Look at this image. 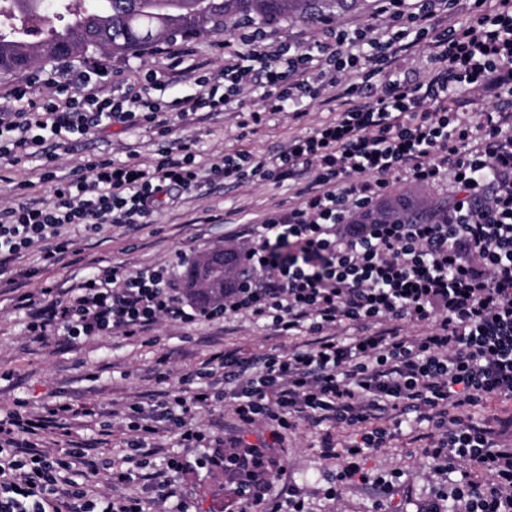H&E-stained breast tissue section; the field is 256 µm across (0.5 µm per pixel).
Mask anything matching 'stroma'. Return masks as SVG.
Wrapping results in <instances>:
<instances>
[{
  "label": "stroma",
  "mask_w": 512,
  "mask_h": 512,
  "mask_svg": "<svg viewBox=\"0 0 512 512\" xmlns=\"http://www.w3.org/2000/svg\"><path fill=\"white\" fill-rule=\"evenodd\" d=\"M96 58L107 67L104 83L108 86L134 80L140 70L161 71L169 65L164 55L154 52L140 58L100 52ZM344 107L341 99L327 104L312 101L303 118L295 120L285 112L271 115L256 131L246 134L232 112L202 116L187 124L174 119L170 136L195 140L197 150L205 157L239 150L265 153L309 128L335 121ZM162 142V137L145 129L127 130L114 125L102 132L95 130L81 137L77 151L59 157L57 173L70 175L87 159L133 158L147 164ZM40 173L34 159L8 167L7 181H0V207L31 196L51 198L52 188L40 182ZM295 200L294 188L285 183L220 186L178 206L161 207L153 223L141 228L108 226L97 234L72 230V254L63 263L50 265L38 252H29L20 266L34 269V276L12 280L0 277V411L21 404L27 412L39 413L59 401L79 411L97 409L104 421L111 423V436L87 427L85 417L79 414L70 422V436L56 432L49 442L52 450L58 451L65 448L67 439L81 441L89 449L97 489L109 491L112 461L123 455L127 438L122 414L129 404L157 390L158 373L169 372L168 384L174 388L183 372L200 368L216 352L234 350L245 356L283 352L299 344L300 339L279 335L263 322L243 317L195 324L163 320L151 331L134 337L111 334L70 343L51 336L37 341L24 330L18 296L46 285L70 287L83 280L91 267L131 272L153 264L190 262L218 246L240 249L246 218ZM385 424L397 426L398 434L368 457V481L339 486L335 480L344 461L322 455L320 430L313 424L299 423L275 440L265 424L241 425L226 403L214 404L202 417L210 446L263 449L273 462L266 498L274 500L288 488H297L305 500V512H387L389 504L380 481L393 476L398 479V498L402 501L419 503L450 494L454 484L448 474L437 471L424 454L430 443V425L418 421L415 413L399 410L391 412ZM223 480L222 472L216 469L190 468L177 476L181 494L191 503V512H224V496L219 491ZM333 485L339 488L334 500L327 496Z\"/></svg>",
  "instance_id": "obj_1"
}]
</instances>
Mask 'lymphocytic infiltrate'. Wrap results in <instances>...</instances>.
<instances>
[{
  "mask_svg": "<svg viewBox=\"0 0 512 512\" xmlns=\"http://www.w3.org/2000/svg\"><path fill=\"white\" fill-rule=\"evenodd\" d=\"M382 26L335 25L302 42L243 24L224 42L214 75L190 69L194 93L164 100L156 71L121 92L100 88L102 66L59 64L47 94L15 88L22 106L0 111V159L37 156L53 198L30 199L0 213V273L32 249L63 261L70 229L94 234L105 225L146 224L162 203L177 204L207 185L249 181L296 183V203L267 211L247 227L244 256L254 277L224 291L222 304H184L171 268L129 273L101 270L68 288L24 295L25 330L67 339L118 333L134 336L159 321L191 324L249 316L308 344L260 360L220 351L185 374L178 390L131 406L128 455L112 464L116 484L140 482L143 496L96 493L88 450L69 441L64 454L42 448L48 429L75 415L59 403L44 414L0 416V512H190L176 485L183 465L153 464V437L167 433L182 448L201 447L199 418L229 402L244 425L274 431L299 421L344 425L353 439L338 446L325 433L323 453L341 454L339 482L365 480L370 452L385 447L390 428L375 420L409 406L431 423L425 454L459 473L457 512H512V448L499 447L497 427L478 426L470 408L512 397V0H376ZM465 7L468 24L448 19ZM426 50L418 79L396 66ZM382 77L374 98L367 80ZM335 93L350 102L336 121L310 128L266 154L213 155L200 163L192 142L163 147L141 162L89 160L71 176L55 173L58 150L102 124L169 131L167 114L234 112L238 126L267 115H305V100ZM492 99L462 112L460 94ZM448 185V203L423 220L378 213L396 182ZM406 322L429 326L401 335ZM358 327L350 338L336 331ZM479 469L484 481L472 478ZM449 505V506H452ZM431 500L417 512H448Z\"/></svg>",
  "mask_w": 512,
  "mask_h": 512,
  "instance_id": "lymphocytic-infiltrate-1",
  "label": "lymphocytic infiltrate"
}]
</instances>
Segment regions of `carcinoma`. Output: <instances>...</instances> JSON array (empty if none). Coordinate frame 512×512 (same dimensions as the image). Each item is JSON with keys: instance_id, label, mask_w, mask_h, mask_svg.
Masks as SVG:
<instances>
[{"instance_id": "cac0c4a2", "label": "carcinoma", "mask_w": 512, "mask_h": 512, "mask_svg": "<svg viewBox=\"0 0 512 512\" xmlns=\"http://www.w3.org/2000/svg\"><path fill=\"white\" fill-rule=\"evenodd\" d=\"M358 0H0V78L31 66L97 51L142 54L161 39L218 37L227 24L244 18L262 25L288 15L299 21L329 18ZM233 254L215 250L194 260L186 288L201 306L224 301V288L239 278ZM248 448L219 456L224 474L225 512H244L250 494L267 487L270 470L261 462L246 469Z\"/></svg>"}]
</instances>
